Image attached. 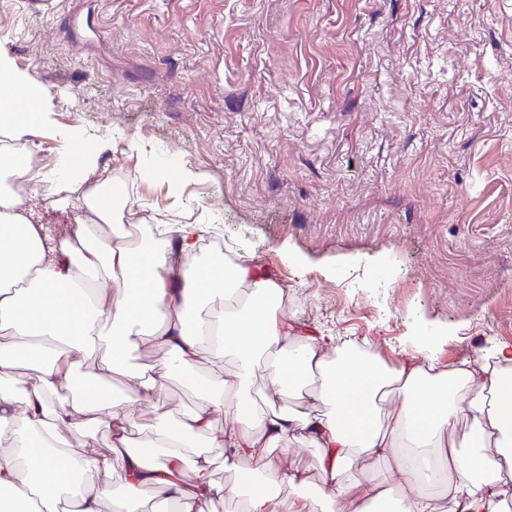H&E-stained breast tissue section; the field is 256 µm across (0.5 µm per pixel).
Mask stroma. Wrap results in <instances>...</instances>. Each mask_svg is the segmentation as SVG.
<instances>
[{"mask_svg": "<svg viewBox=\"0 0 512 512\" xmlns=\"http://www.w3.org/2000/svg\"><path fill=\"white\" fill-rule=\"evenodd\" d=\"M0 66L42 92L24 211L57 241L80 148L119 186L118 221L217 227L226 257L254 256L297 335L393 363L512 344V0H0ZM200 396L174 376L141 408ZM277 454L309 469L280 499L326 512L320 449ZM211 456L210 512H242Z\"/></svg>", "mask_w": 512, "mask_h": 512, "instance_id": "stroma-1", "label": "stroma"}]
</instances>
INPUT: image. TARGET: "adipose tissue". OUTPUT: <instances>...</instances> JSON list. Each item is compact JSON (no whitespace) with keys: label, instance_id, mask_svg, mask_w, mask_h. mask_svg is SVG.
<instances>
[{"label":"adipose tissue","instance_id":"ef3b65f1","mask_svg":"<svg viewBox=\"0 0 512 512\" xmlns=\"http://www.w3.org/2000/svg\"><path fill=\"white\" fill-rule=\"evenodd\" d=\"M41 103L30 83L0 77V125L22 135L34 123L22 115L21 100ZM18 190L0 185V434L14 438L0 458V512H16L23 490H30L43 512H100V492L88 481L59 479L61 463L71 471L109 475L112 461H125L124 491L111 499L110 512H148L144 489L174 504L178 512H210L222 486L211 478L209 449L222 448L236 468V483L247 499L244 512H275L276 502L260 484L247 459L261 457L269 476L300 488L306 470L284 471L279 448L296 444L323 451V480L331 488L330 512H369L375 501L395 502L396 512H501L498 488L512 479V345L491 342L480 357L442 363L389 365L381 355L352 345L336 346L334 336L293 335L283 318V288L276 280L251 274L253 256L221 266V287L199 284V268L188 257L198 244L199 227L175 225L173 245H134L126 231L101 241L94 221H112L114 198L95 189L82 198L94 221L76 224L71 237L53 244L43 225L13 207ZM23 274L24 292L11 291L2 273ZM249 290L244 308L227 306L211 340L190 322L187 310L239 286ZM105 347V370L122 365L131 349L157 352L151 374L127 371L139 394L151 395L172 374L201 391L196 408L180 417L164 414L148 427L139 444L131 435L142 414L137 400L115 402L96 375L76 377L82 356ZM234 357L236 370L219 369ZM208 370H201V363ZM263 368L266 398L247 396L256 368ZM321 384L310 389L313 375ZM78 383L76 397L62 404L61 389ZM295 406L282 410L281 398ZM225 426L216 429L217 416ZM472 428L471 449L461 452V423ZM106 424L105 449H89L88 430ZM420 460L435 457L424 479L446 489L439 505L425 492L405 486L389 489L351 473L360 459L394 460L400 473L415 478L407 448ZM194 458V478L182 483L178 464Z\"/></svg>","mask_w":512,"mask_h":512}]
</instances>
